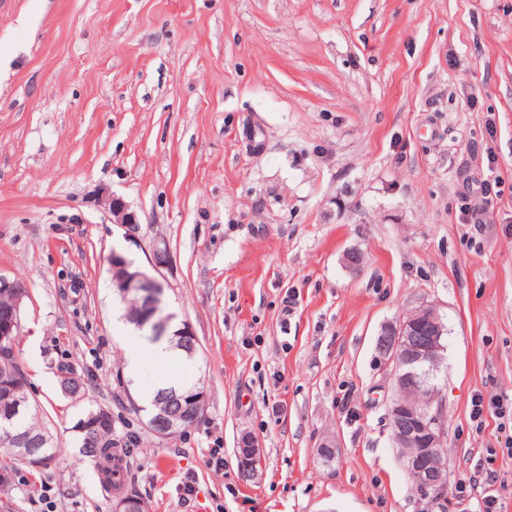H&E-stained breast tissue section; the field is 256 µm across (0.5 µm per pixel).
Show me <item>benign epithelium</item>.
<instances>
[{
    "mask_svg": "<svg viewBox=\"0 0 512 512\" xmlns=\"http://www.w3.org/2000/svg\"><path fill=\"white\" fill-rule=\"evenodd\" d=\"M113 223L134 233L137 215L118 198L107 199ZM171 263L169 252L153 249L147 271L119 253H112L109 265L112 278L126 294L147 289L150 312L144 322L158 332L168 321L165 304L166 281L162 270ZM26 289H17L15 300L0 319V343L10 340L17 325L20 301ZM447 327L435 307L426 305L405 319L381 328L376 351L388 371L393 398L388 409L391 439L399 449L404 469L416 491V512H457L458 505L448 491L447 462L444 448L446 422L442 410V390L435 383L444 360ZM187 420L178 398L169 402L166 414L156 421L167 434ZM259 457L252 439L242 440L239 448L241 468L246 476L255 475L248 459Z\"/></svg>",
    "mask_w": 512,
    "mask_h": 512,
    "instance_id": "obj_1",
    "label": "benign epithelium"
}]
</instances>
